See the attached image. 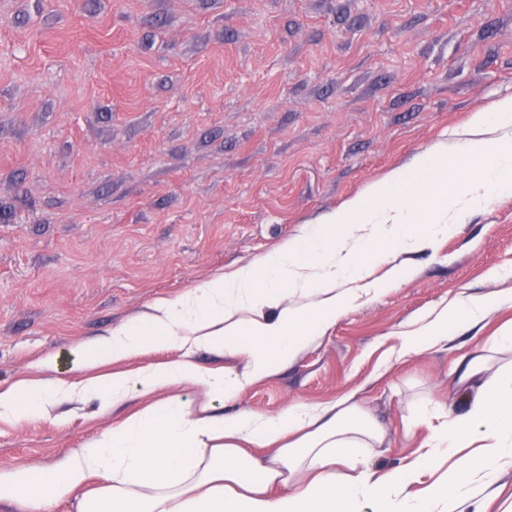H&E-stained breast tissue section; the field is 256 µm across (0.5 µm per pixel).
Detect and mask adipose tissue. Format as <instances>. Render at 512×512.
Returning a JSON list of instances; mask_svg holds the SVG:
<instances>
[{"mask_svg":"<svg viewBox=\"0 0 512 512\" xmlns=\"http://www.w3.org/2000/svg\"><path fill=\"white\" fill-rule=\"evenodd\" d=\"M475 134L457 155L478 157L489 134L501 149L489 175L459 184L448 154L434 147L410 170H398L334 212L328 231L290 240L258 263L218 277L144 318L113 329L78 355L119 361L143 344L206 347L244 358L242 368L209 370L188 361L113 373L98 410L109 412L134 390L148 394L190 380L211 397L236 399L244 387L274 375L364 296L407 280L404 255L451 232L494 195L512 194V96L473 121ZM387 264L374 279L372 266ZM300 304H286L287 295ZM511 306L494 291L449 303L398 337L410 358L448 340V321L466 313L480 323L492 307ZM457 370L462 404L441 411L424 450L409 465L377 469L373 449L387 432L353 396L325 405L296 403L281 415L241 411L222 418L190 411L179 399L143 407L132 418L72 452L53 469L29 468L0 478V503L51 512L59 498L81 492L77 512H469L479 492L512 469V331L494 337L487 355L463 357ZM97 381L25 384V401L0 392V420L36 414L51 395L95 393ZM455 463L415 496L409 486L442 456ZM93 495L83 488L91 478Z\"/></svg>","mask_w":512,"mask_h":512,"instance_id":"adipose-tissue-1","label":"adipose tissue"}]
</instances>
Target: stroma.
<instances>
[{"label":"stroma","instance_id":"1","mask_svg":"<svg viewBox=\"0 0 512 512\" xmlns=\"http://www.w3.org/2000/svg\"><path fill=\"white\" fill-rule=\"evenodd\" d=\"M512 96V0H0V390L133 374L181 359L145 344L118 362L77 350L284 242L417 154L454 147ZM409 280L362 298L236 401L185 381L49 399L0 421V475L50 468L141 408L179 397L215 416L282 414L361 389L412 462L415 402L457 401L458 359L512 309L455 322L399 358L401 332L452 301L512 289V195L410 254Z\"/></svg>","mask_w":512,"mask_h":512}]
</instances>
